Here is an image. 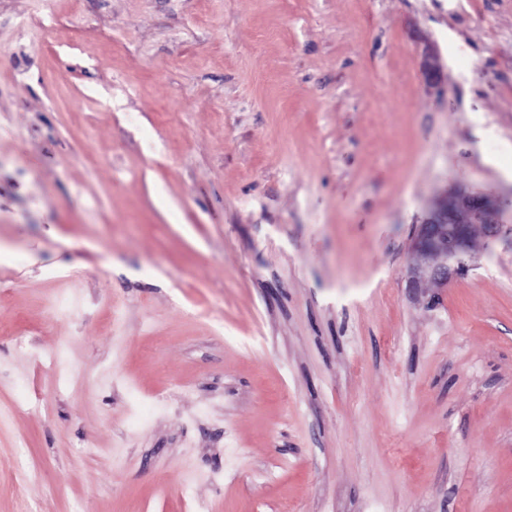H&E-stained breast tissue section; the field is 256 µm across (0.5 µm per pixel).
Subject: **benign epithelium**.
Returning a JSON list of instances; mask_svg holds the SVG:
<instances>
[{
  "mask_svg": "<svg viewBox=\"0 0 512 512\" xmlns=\"http://www.w3.org/2000/svg\"><path fill=\"white\" fill-rule=\"evenodd\" d=\"M494 205L478 196L445 197L430 217L418 225L408 257L409 287L418 288L423 280L446 284L475 259L471 236L474 222L483 223L486 233H500L497 224L488 222Z\"/></svg>",
  "mask_w": 512,
  "mask_h": 512,
  "instance_id": "1",
  "label": "benign epithelium"
}]
</instances>
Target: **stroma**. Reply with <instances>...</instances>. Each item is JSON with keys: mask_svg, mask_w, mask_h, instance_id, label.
<instances>
[{"mask_svg": "<svg viewBox=\"0 0 512 512\" xmlns=\"http://www.w3.org/2000/svg\"><path fill=\"white\" fill-rule=\"evenodd\" d=\"M199 501L512 512V0H0V512ZM494 205L478 196L443 198L430 217L418 225L417 235L408 257L410 288H419L422 280L448 284L454 275L475 259L471 236L480 221L488 236L500 233L497 224L488 222ZM46 361L56 373L61 387H67L70 373L66 356V345L60 343L57 348L46 357Z\"/></svg>", "mask_w": 512, "mask_h": 512, "instance_id": "stroma-1", "label": "stroma"}]
</instances>
